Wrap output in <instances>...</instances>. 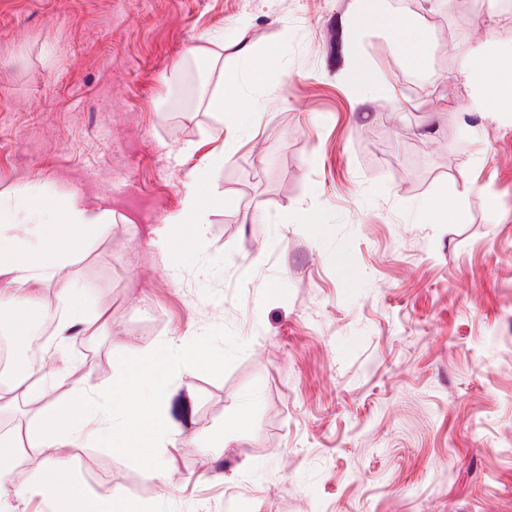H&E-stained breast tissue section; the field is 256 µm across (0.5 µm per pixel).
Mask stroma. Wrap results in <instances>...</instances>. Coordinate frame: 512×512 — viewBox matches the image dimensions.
Listing matches in <instances>:
<instances>
[{"label": "stroma", "mask_w": 512, "mask_h": 512, "mask_svg": "<svg viewBox=\"0 0 512 512\" xmlns=\"http://www.w3.org/2000/svg\"><path fill=\"white\" fill-rule=\"evenodd\" d=\"M0 0V194L112 212L72 267L107 326L71 339L101 389L123 344L175 339L224 364L172 366L160 449L105 433L67 462L92 498L158 512H512V112H477L464 67L512 44V11L458 0ZM250 47L268 64L250 134L214 171L224 205L179 266L153 230L186 172L224 148L206 102ZM371 66L390 100L352 92ZM453 83H446V75ZM466 214L443 222L433 202ZM325 225L317 233L316 225ZM41 404L0 411L17 479ZM214 430L227 448L204 449ZM166 469L149 479L152 458Z\"/></svg>", "instance_id": "stroma-1"}]
</instances>
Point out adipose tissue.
Here are the masks:
<instances>
[{
	"label": "adipose tissue",
	"mask_w": 512,
	"mask_h": 512,
	"mask_svg": "<svg viewBox=\"0 0 512 512\" xmlns=\"http://www.w3.org/2000/svg\"><path fill=\"white\" fill-rule=\"evenodd\" d=\"M499 48L489 46L476 51L465 76L477 93L472 107L483 110L487 92H494L503 106L512 107V82L488 84L485 71L487 58L499 55ZM240 55L244 70L221 73L220 93L210 97L207 107L228 114L224 149L212 160L211 168H194L185 175L183 204L170 215L155 245L170 264H177L184 252L197 245L208 215L221 203L217 194L207 191L212 167L222 166L235 149L238 139L251 129L245 113L230 108L227 94H239L244 83H264L265 69L254 66L249 49ZM25 196L12 202H0V307L13 303L19 293L32 291L45 284L54 285L66 310L55 322V342L64 344L73 336H96L99 329L94 317L87 315L74 302V284L66 271L106 229L108 210H92L69 198L52 213L24 211ZM186 353L184 345L175 341L159 343L150 349H131L129 356L118 357L112 381L113 393L123 398L121 413L109 416L100 407V393L89 374H76L74 366H66L55 376L43 369L15 373L6 389L11 399H24L41 391L46 381L66 393L65 402L53 404L41 417V423L28 432L30 447L42 456L41 466L28 480L12 482L15 440L0 435V508H10L12 500L44 495L51 499L53 512H116L117 494L89 499L77 484L65 462L69 449L80 442L98 437L103 430L128 431L138 423L147 424L155 447L180 436V429L167 420L169 367Z\"/></svg>",
	"instance_id": "1"
}]
</instances>
